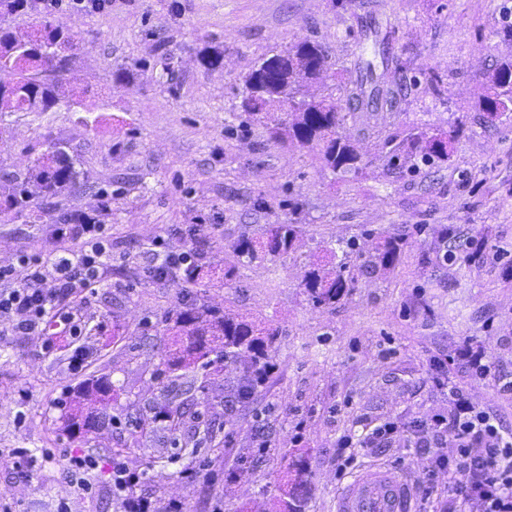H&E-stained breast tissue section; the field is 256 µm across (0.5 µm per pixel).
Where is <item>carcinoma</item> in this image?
Wrapping results in <instances>:
<instances>
[{
	"label": "carcinoma",
	"mask_w": 512,
	"mask_h": 512,
	"mask_svg": "<svg viewBox=\"0 0 512 512\" xmlns=\"http://www.w3.org/2000/svg\"><path fill=\"white\" fill-rule=\"evenodd\" d=\"M5 15L30 14L31 0H0ZM31 27L38 34L35 46L28 53L19 50L20 36L7 23L0 24V117L15 112H47L58 105L55 81L69 65L66 49L73 45L74 35L61 24H52L37 18ZM268 67L272 86L252 92L244 89L241 102L249 119L265 126L270 135L286 147L317 150L324 168L334 175L356 176L362 170V156L355 146L341 137L339 128L350 112H395L407 85L390 80L389 58H381V66L368 60L359 66L360 76L340 87L344 101L332 97L315 100L306 95V87L329 77L335 66L325 44L304 40L287 50L264 57L248 73ZM490 90L478 103L479 111L487 118H496L512 112V56L498 62L488 73ZM347 108H342V105ZM61 142L46 141V150L37 163L20 172H0L11 184V193L0 203V216L11 220L23 213L39 219L40 206L34 195L48 202L75 192L89 189V175L83 168L80 155L60 148ZM386 167L412 176L425 167L433 168L448 162L447 134L436 128L433 132L412 128L404 135L390 134L385 138ZM299 227L295 222L275 224L259 237H244L233 246V254L241 265L264 262L288 253L295 246ZM403 241L391 238L375 254L364 260L358 270L362 273L395 266ZM215 267L197 261L188 266L182 281L199 286ZM356 282L355 273L345 261L331 268L316 265L308 271L305 288L309 300L316 307H331L351 291ZM172 321V348L162 359L153 378L160 384L176 388L182 401L160 407L153 414L141 413L135 417L137 433L124 447L114 451L120 455L140 449V437L158 430L172 436L174 447L195 454L201 445L220 451L224 439L219 437L222 427L209 418L201 417L214 404L201 402L196 393L205 392L206 385L184 374L192 366L224 371L230 364L239 368V376L231 393L224 397V415L243 411L254 403L257 389L274 368L270 351L275 333L254 318L221 310L193 297L183 303L169 317ZM114 384L105 378L91 380L76 395L67 399L69 415L65 431L70 435H86L100 422V412L89 397L108 395ZM204 423V436L198 440L182 434L189 422ZM287 479L279 485L276 512H306L308 493L305 461L294 459L284 464Z\"/></svg>",
	"instance_id": "carcinoma-1"
}]
</instances>
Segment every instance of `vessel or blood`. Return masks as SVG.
<instances>
[{"label":"vessel or blood","mask_w":512,"mask_h":512,"mask_svg":"<svg viewBox=\"0 0 512 512\" xmlns=\"http://www.w3.org/2000/svg\"><path fill=\"white\" fill-rule=\"evenodd\" d=\"M336 512H415L411 481L389 467L361 471L337 494Z\"/></svg>","instance_id":"obj_1"}]
</instances>
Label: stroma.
I'll return each instance as SVG.
<instances>
[{
    "mask_svg": "<svg viewBox=\"0 0 512 512\" xmlns=\"http://www.w3.org/2000/svg\"><path fill=\"white\" fill-rule=\"evenodd\" d=\"M507 7L512 0H112L100 17L36 9L35 17L72 29V59L58 108L10 116L0 167L26 169L46 139L64 140L92 187L38 223H0V265L23 251L53 253V226L78 212L101 213L111 225L112 265L94 294L73 302L81 336L47 349L43 337L12 336L0 323V451L27 448L36 457L27 476L0 466V512H117L112 452L129 440L133 415L171 398L151 374L170 346L163 317L183 292L144 278L153 239L220 265L238 239L289 220L293 199L302 205L294 251L216 274L200 290L207 304L276 330L275 368L255 403L226 419L222 451L175 459L158 431L142 437L143 453L123 456L154 512L175 503L184 512H275L285 456L305 461L307 512H333L347 481L337 471V439L447 414L448 391L435 382L441 360L477 407L497 411L512 430V395L496 383L512 378V116L491 122L477 109L485 73L512 55V42L498 35ZM373 29L409 88L398 111L347 114L340 132L362 155L358 177L323 170L314 151L282 146L258 125H234L255 61L305 38L326 43L336 76L311 87L319 98L358 77ZM215 52L222 66H204ZM429 67L444 78L443 97L419 84ZM122 69L130 83L115 81ZM420 124L452 133L448 163L416 176L386 172L385 135ZM196 224L206 232L192 235ZM390 236L404 242L393 268L360 275L336 307L312 306L303 279L313 262L352 237L360 253L374 254ZM473 239L483 248L470 247ZM467 346L484 351L493 377L455 365ZM79 348L87 356L75 369ZM93 376L121 388L99 402L95 432L67 438L63 393ZM261 444L268 454L241 460ZM81 451L99 463L90 495L65 467V454ZM433 455L400 437L383 454L362 449L357 466L419 478ZM147 457L166 472L163 485L143 477Z\"/></svg>",
    "mask_w": 512,
    "mask_h": 512,
    "instance_id": "35a3bbf8",
    "label": "stroma"
}]
</instances>
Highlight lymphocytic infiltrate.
I'll return each mask as SVG.
<instances>
[{"label": "lymphocytic infiltrate", "mask_w": 512, "mask_h": 512, "mask_svg": "<svg viewBox=\"0 0 512 512\" xmlns=\"http://www.w3.org/2000/svg\"><path fill=\"white\" fill-rule=\"evenodd\" d=\"M57 250L48 257L20 253L16 264L0 266V323L10 335L44 337L53 346L55 336H77L81 327L68 306L100 287L112 265V232L98 215L77 214L55 225ZM152 242V262L144 274L168 284L196 256L195 250L173 252ZM448 415L411 425L415 449L436 444L447 447L437 467L448 471V512H462L470 498L480 499L485 512H512V432L504 430L497 414L476 407L457 383H449Z\"/></svg>", "instance_id": "lymphocytic-infiltrate-1"}]
</instances>
